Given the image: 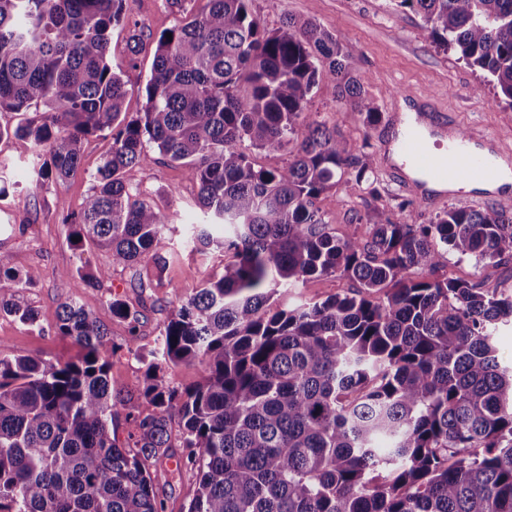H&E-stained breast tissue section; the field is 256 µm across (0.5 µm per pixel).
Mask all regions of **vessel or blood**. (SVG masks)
<instances>
[{"label":"vessel or blood","mask_w":512,"mask_h":512,"mask_svg":"<svg viewBox=\"0 0 512 512\" xmlns=\"http://www.w3.org/2000/svg\"><path fill=\"white\" fill-rule=\"evenodd\" d=\"M446 141L447 151L432 153L430 138ZM512 160V147L481 134L463 135L426 112H398L384 140V159L404 188L433 204L448 197L446 186L463 185L465 201H477L473 185L495 180L490 158Z\"/></svg>","instance_id":"1"}]
</instances>
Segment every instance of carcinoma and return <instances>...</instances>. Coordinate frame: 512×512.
<instances>
[{
  "label": "carcinoma",
  "instance_id": "1",
  "mask_svg": "<svg viewBox=\"0 0 512 512\" xmlns=\"http://www.w3.org/2000/svg\"><path fill=\"white\" fill-rule=\"evenodd\" d=\"M249 0H203L156 38L143 111L108 63L110 30L129 28L130 64L142 44L128 0H0V111L20 112L0 140L29 142L28 190L62 182L83 141L104 132L111 151L83 211L67 216L78 241L136 265L133 287H153L154 252L169 215L125 183L153 148L185 167L209 222L188 240L230 261L181 302L145 356L137 394L112 388L113 350L100 322L70 297L58 332L75 361L0 358V512H163L155 487L169 471L178 418L182 457L197 470L188 512H512V366L494 336L512 324V293L432 278L444 254L512 259V208H452L429 224L389 219L366 237L338 235L315 200L368 165L312 118L328 79L372 128L382 112L336 37L286 17L272 31ZM421 16L439 47L485 74L512 106V0H396ZM172 39H167V35ZM43 111L27 116L31 107ZM269 155L296 144L282 169H256L242 143ZM325 276L355 289L319 303L272 307L282 288ZM38 279L0 252V314L33 326L16 302ZM70 288L101 276L65 272ZM112 314L138 318L112 298ZM199 359L208 375L179 392L164 365ZM156 408L141 410V400ZM130 426L118 443L116 421Z\"/></svg>",
  "mask_w": 512,
  "mask_h": 512
}]
</instances>
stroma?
Masks as SVG:
<instances>
[{
  "instance_id": "1",
  "label": "stroma",
  "mask_w": 512,
  "mask_h": 512,
  "mask_svg": "<svg viewBox=\"0 0 512 512\" xmlns=\"http://www.w3.org/2000/svg\"><path fill=\"white\" fill-rule=\"evenodd\" d=\"M200 5L201 0H129V15L148 38L132 66L128 63L126 31L117 27L111 34L108 61L121 70L129 89L125 112L133 115L143 109L140 89L151 74L153 36L172 28ZM249 9L268 30L277 28L287 16L313 19L327 26L382 113L394 111L397 95L410 93L423 98L458 127H478L485 133L503 136L512 146V106L489 86L483 93L473 94V87L482 84V72L465 64L454 50L433 44L421 28V17L398 10L393 0H251ZM310 109L315 119L337 126L354 153L366 154L370 164L366 181L345 177L316 201L322 213L337 217V232H347L354 224L363 233L370 224L388 217L401 220L410 216L416 223L426 224L444 207H457L454 199L443 207L413 201L411 193L397 185L379 163L385 125L364 130L359 114L337 99L332 82H322L314 89ZM111 147V137H89L83 144L79 165L66 181L46 183L31 194L27 183L32 146L14 138L0 140V251L11 255L16 268L38 273L36 283L17 297L21 305L35 310L37 323L31 327L0 315V357L36 355L54 362L77 359L79 347L57 331L60 307L72 296L106 327L114 347L109 376L115 389L127 390L144 384V365L129 353L130 341H137L143 351L153 350L179 296L201 286L223 266L225 257L219 249L198 252L187 244V219L202 215L198 187L182 166L161 160L154 150L149 151L146 163L127 170L124 179L143 199L171 216L172 224L157 246L158 253L168 259L162 281L147 291H138L131 286V268L113 265L109 250L86 241H70L63 219L81 211L94 185L96 170ZM372 186L379 190V197L369 194ZM407 201L412 202V210L404 209ZM76 268L104 273L102 287L70 292L61 274ZM439 274L481 280L490 288L512 286V261L478 265L449 253ZM115 296L137 311L138 338L130 337L128 320L113 315L111 299ZM166 466L171 474L167 482L156 487L164 512H188L196 473L186 467L176 468L171 459Z\"/></svg>"
}]
</instances>
